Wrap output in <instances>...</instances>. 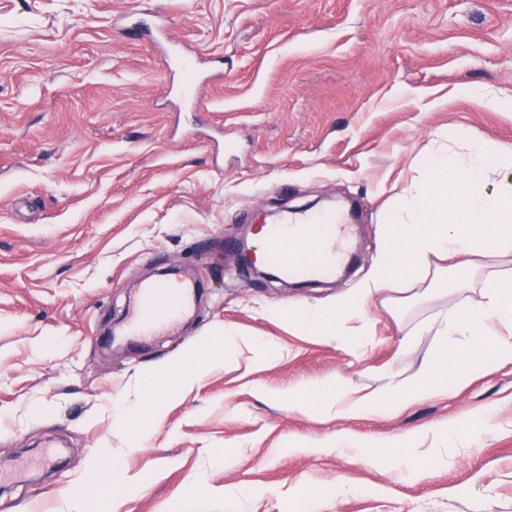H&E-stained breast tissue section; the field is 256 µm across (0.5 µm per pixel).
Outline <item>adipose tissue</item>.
I'll return each instance as SVG.
<instances>
[{"instance_id":"obj_1","label":"adipose tissue","mask_w":512,"mask_h":512,"mask_svg":"<svg viewBox=\"0 0 512 512\" xmlns=\"http://www.w3.org/2000/svg\"><path fill=\"white\" fill-rule=\"evenodd\" d=\"M466 151L430 149L422 173L400 196L385 218L386 235L373 278L355 293L327 308H301L295 322L311 334L352 347L361 343L351 321L361 319L374 292L404 284L419 275L430 256L452 260L455 285L466 288L477 256L512 254V144L471 141L458 134ZM499 182H492V175ZM437 333L444 343L468 337L473 351L463 362L436 355L413 374L398 372L389 384L351 397L336 381L301 386L288 393L290 407L314 408L339 417L358 416L372 410L396 411L414 402L452 392L464 378L485 375L512 363V276L505 274L486 285L483 303L453 311ZM231 335L212 337L203 347L183 353L160 370L147 400L129 410L135 435H144L156 402L173 389L187 385L211 362L234 346Z\"/></svg>"}]
</instances>
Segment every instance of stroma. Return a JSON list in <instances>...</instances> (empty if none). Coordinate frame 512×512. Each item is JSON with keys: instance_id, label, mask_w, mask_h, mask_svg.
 Segmentation results:
<instances>
[{"instance_id": "stroma-1", "label": "stroma", "mask_w": 512, "mask_h": 512, "mask_svg": "<svg viewBox=\"0 0 512 512\" xmlns=\"http://www.w3.org/2000/svg\"><path fill=\"white\" fill-rule=\"evenodd\" d=\"M153 14L166 41L124 27ZM178 52L204 61L195 112L170 81ZM458 130L512 143V0H0V512H67L81 487L100 512H301L314 493L318 512H512V364L396 413L336 418L283 398L416 372L442 349L443 317L512 269L483 256L466 291L427 276L375 293L355 349L277 315L362 287L387 211ZM317 199L357 207L347 277L299 288L236 268L240 237ZM170 267L202 286L190 315L110 337ZM224 329L242 339L234 354L160 399L135 440L119 403ZM480 408L488 423L461 442L427 441L415 481L305 447Z\"/></svg>"}]
</instances>
